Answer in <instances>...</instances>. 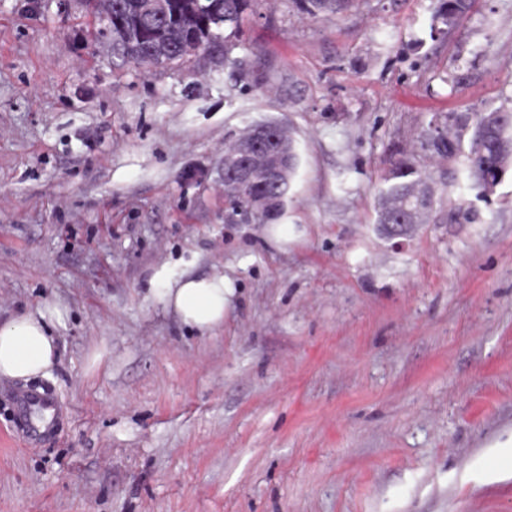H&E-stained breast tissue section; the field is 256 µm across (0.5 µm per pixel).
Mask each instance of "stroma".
Returning a JSON list of instances; mask_svg holds the SVG:
<instances>
[{
	"label": "stroma",
	"mask_w": 512,
	"mask_h": 512,
	"mask_svg": "<svg viewBox=\"0 0 512 512\" xmlns=\"http://www.w3.org/2000/svg\"><path fill=\"white\" fill-rule=\"evenodd\" d=\"M435 6L252 0L231 53L118 70L78 0H0V325L66 312L50 375L0 380V512H512V170L444 194L474 222L374 224L430 123L512 108V0L437 41ZM267 120L284 243L224 198L225 139ZM161 270L229 279L223 324L158 304ZM21 390L62 413L36 448ZM302 13L312 17L319 15H337L349 5H353L354 0H295Z\"/></svg>",
	"instance_id": "obj_1"
}]
</instances>
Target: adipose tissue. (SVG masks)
Wrapping results in <instances>:
<instances>
[{
  "label": "adipose tissue",
  "mask_w": 512,
  "mask_h": 512,
  "mask_svg": "<svg viewBox=\"0 0 512 512\" xmlns=\"http://www.w3.org/2000/svg\"><path fill=\"white\" fill-rule=\"evenodd\" d=\"M152 296L173 310L181 321L202 331L219 327L233 294L221 276L167 279L164 272L152 278ZM63 322L62 310L48 303L0 325V377L29 379L49 375L56 362L52 330Z\"/></svg>",
  "instance_id": "1"
}]
</instances>
